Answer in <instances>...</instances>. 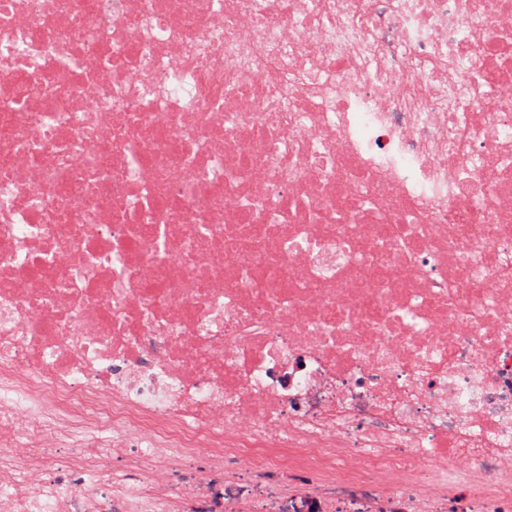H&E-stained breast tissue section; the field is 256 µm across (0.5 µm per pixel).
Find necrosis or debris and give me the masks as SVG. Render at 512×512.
I'll return each instance as SVG.
<instances>
[{"instance_id": "obj_1", "label": "necrosis or debris", "mask_w": 512, "mask_h": 512, "mask_svg": "<svg viewBox=\"0 0 512 512\" xmlns=\"http://www.w3.org/2000/svg\"><path fill=\"white\" fill-rule=\"evenodd\" d=\"M0 512H512V0H0Z\"/></svg>"}]
</instances>
